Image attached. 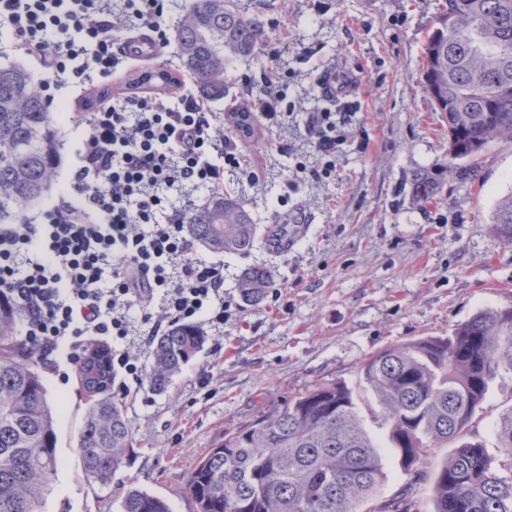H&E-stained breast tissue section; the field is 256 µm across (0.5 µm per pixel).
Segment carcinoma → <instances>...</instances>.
<instances>
[{"instance_id": "cac0c4a2", "label": "carcinoma", "mask_w": 512, "mask_h": 512, "mask_svg": "<svg viewBox=\"0 0 512 512\" xmlns=\"http://www.w3.org/2000/svg\"><path fill=\"white\" fill-rule=\"evenodd\" d=\"M423 48L426 91L448 121V172L476 164L484 149L512 143V0H444ZM264 16L233 0H192L176 29L182 67L199 92L224 98L228 63L254 55ZM59 146L41 84L20 67H0V224H15L57 180ZM259 225L230 195L193 211L192 241L228 254L249 252ZM492 232L512 243V193L494 208ZM271 282L264 266L239 278L242 299L260 303ZM16 313L0 298V512H37L55 474L57 410L33 363L1 352ZM196 326L176 324L156 338L148 389L167 391L203 348ZM512 368V308L480 311L448 336L385 347L364 361L359 380L322 382L298 392L253 424L224 433L187 476L197 512H415V465L432 448H450L435 475L434 512H512V409L496 429L503 459L487 453L471 420L500 365ZM110 378L83 382L88 409L78 437L87 478L102 484L133 450L122 402ZM367 411L381 438L364 422ZM396 450L409 481L378 501L384 449ZM121 512H170L161 497L130 486Z\"/></svg>"}]
</instances>
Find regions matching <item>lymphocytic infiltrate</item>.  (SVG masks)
<instances>
[{
	"label": "lymphocytic infiltrate",
	"mask_w": 512,
	"mask_h": 512,
	"mask_svg": "<svg viewBox=\"0 0 512 512\" xmlns=\"http://www.w3.org/2000/svg\"><path fill=\"white\" fill-rule=\"evenodd\" d=\"M176 0H0L14 47L44 71L43 90L106 85L124 52L117 32L164 48ZM127 92L73 116L85 139L68 200L41 223L0 225V297L20 313L27 352L60 377L80 369L91 343H120L110 360L142 382L137 349L171 325L224 327V267L195 255L186 233L196 192L224 191V176L257 186L259 168L235 131L191 90ZM322 168L296 164L297 179L331 173L347 140L345 118L312 112ZM140 318H133V311Z\"/></svg>",
	"instance_id": "obj_1"
}]
</instances>
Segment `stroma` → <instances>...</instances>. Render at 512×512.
Instances as JSON below:
<instances>
[{"instance_id":"obj_1","label":"stroma","mask_w":512,"mask_h":512,"mask_svg":"<svg viewBox=\"0 0 512 512\" xmlns=\"http://www.w3.org/2000/svg\"><path fill=\"white\" fill-rule=\"evenodd\" d=\"M261 11L268 39L258 54L236 60L224 97L228 113L258 89L268 67L285 75L287 124L259 127L246 149L267 168L251 187L227 181L258 224L288 218L291 249L259 234L244 256L197 247L223 264L229 318L168 392L123 398L134 449L109 484L87 480L77 450L88 406L78 374L69 382L43 371L50 400L64 402L57 421L61 465L40 512H120L124 489L136 485L164 497L172 512H197L187 475L226 432L247 426L289 395L328 380L356 382L375 351L425 336H445L477 312L512 306V243L493 237L497 200L512 192V144L485 149L476 167L449 175L448 123L424 87L422 49L441 0H235ZM347 82L334 103L320 90L323 72ZM73 95L56 92L50 106L63 165L50 194L27 214L68 193V165L84 140L69 119ZM351 115L336 154V173L287 187L295 161L315 165L305 115ZM252 265L272 271L270 293L257 305L237 288ZM211 367L214 378L196 376ZM512 409V369L501 366L472 425L491 457L501 458L496 424Z\"/></svg>"}]
</instances>
